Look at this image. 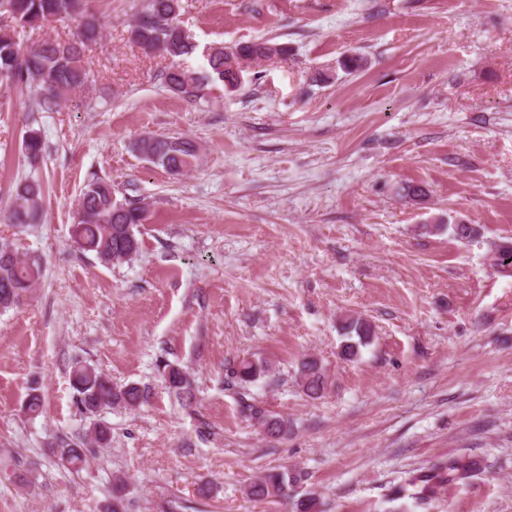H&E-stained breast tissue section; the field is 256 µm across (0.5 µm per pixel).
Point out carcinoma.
<instances>
[{
	"mask_svg": "<svg viewBox=\"0 0 512 512\" xmlns=\"http://www.w3.org/2000/svg\"><path fill=\"white\" fill-rule=\"evenodd\" d=\"M87 0H0V17L9 18L21 28H41L58 18L70 17L78 21L76 38L67 44L44 41L34 46H24L15 33L0 28V82L34 91L38 111L54 112L60 102L88 83L89 74L83 64L87 43L97 40L100 30L96 20L87 14ZM180 0H146L133 25L130 39L139 47L160 52L172 58L189 57L195 45L187 30L177 22ZM286 49L269 41L242 43L230 50L232 57L245 62L270 59L285 54ZM224 53L206 56V63L198 68L181 64L162 73L167 89L185 100L204 98L211 88L218 85L233 88L238 78L225 66ZM21 149L32 169L39 168L44 159V142L40 131L28 130L22 139ZM149 150L157 155L155 166L166 171H177L196 160L197 146L181 137L166 136L152 141ZM14 204L6 220L20 228L29 227L41 219L44 187L36 177L17 181L13 188ZM78 222L73 236L84 251L95 253L98 259L109 264L132 257L138 250L134 228L144 223L139 200L120 202L115 198L112 180L93 175L85 184L81 196ZM42 277L41 261L35 257L23 258L15 244L0 238V310H8L27 298ZM345 329L358 337V342L346 343L342 356L352 360L361 345L372 336L371 326L362 319L348 318ZM271 372L266 362L241 360L230 368L234 384L244 389ZM75 403L81 413L92 416L83 437L75 442L57 437L49 443V452L67 469L79 471L88 461L90 447L104 448L112 434L110 424L102 417L107 409L119 408L136 411L147 404L151 393L137 384L117 385L99 368L83 361L73 364L70 371ZM300 386L308 396L320 397L330 385L326 368L315 359L301 362L298 368ZM164 388L178 395L192 396V384L177 364L166 363L162 368ZM23 413L35 418L43 413V400L37 388H30L24 400ZM244 413L260 424L271 437L284 432L283 422L263 408L248 404ZM448 471V481H467L477 471L476 463L462 456L450 457L443 465H435L432 472L411 481L422 499L434 497L435 473ZM297 477L288 471H271L258 477L247 487V495L255 501L275 500L288 496L289 487ZM126 491L125 481L116 477L112 481V503L102 506L103 512H121Z\"/></svg>",
	"mask_w": 512,
	"mask_h": 512,
	"instance_id": "cac0c4a2",
	"label": "carcinoma"
}]
</instances>
